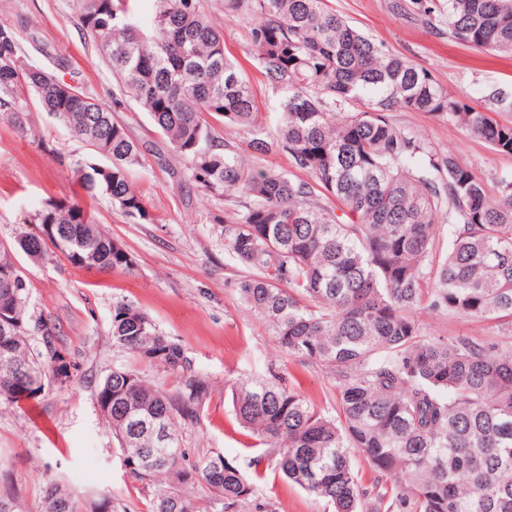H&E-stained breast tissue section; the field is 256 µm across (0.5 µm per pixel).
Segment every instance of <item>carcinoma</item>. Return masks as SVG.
Returning a JSON list of instances; mask_svg holds the SVG:
<instances>
[{"mask_svg":"<svg viewBox=\"0 0 512 512\" xmlns=\"http://www.w3.org/2000/svg\"><path fill=\"white\" fill-rule=\"evenodd\" d=\"M224 17L254 19L250 40L261 73L281 95L275 132L224 31L202 0H77L84 38L115 81L114 102L134 100L184 160L180 182L226 201L211 222L246 270L238 299L292 358L322 366L336 383L338 413L300 393L247 378L232 411L263 457L332 512H512V176L498 194L451 153L396 126L397 108L448 118L512 154V125L448 94L429 71L381 47L327 7V0H223ZM452 36L512 55V0H444ZM92 154L75 164L86 198L104 196L127 220H153L130 182L138 142L112 111L64 78L28 64L17 33L0 26V119L25 132L26 92ZM349 105L336 117L332 107ZM246 132V150L224 129ZM286 154L294 180L265 157ZM330 195L337 206L322 203ZM34 233L0 246V401L38 399L69 384L76 365L57 350L55 327L28 313L33 261L63 256L86 270L133 272L125 245L105 235L77 201L45 200ZM504 319L500 336L426 335L421 314ZM112 342L177 379L168 389L117 367L95 398L125 472L148 512H205L189 488L224 512L248 502L255 481L220 452L185 463L183 431L210 396L185 347L143 309L112 305ZM362 456L380 482L363 486ZM113 512L112 497L45 482L39 512Z\"/></svg>","mask_w":512,"mask_h":512,"instance_id":"obj_1","label":"carcinoma"}]
</instances>
